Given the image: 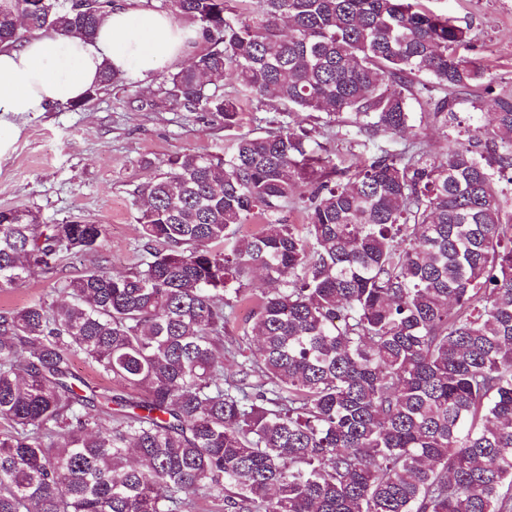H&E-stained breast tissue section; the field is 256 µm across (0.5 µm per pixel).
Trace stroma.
Here are the masks:
<instances>
[{"mask_svg":"<svg viewBox=\"0 0 512 512\" xmlns=\"http://www.w3.org/2000/svg\"><path fill=\"white\" fill-rule=\"evenodd\" d=\"M469 33V53L494 89L512 87V0H425ZM159 72H132L123 86L100 91L83 109L60 104L14 115L16 137L0 155V209H32L44 224L82 220L108 228L100 252L63 257L55 270L34 269L26 282L0 293V309H20L52 296L60 280L97 264L126 274L144 257L138 246L134 189L165 172L183 151L220 153L230 134L210 117L176 108L151 110Z\"/></svg>","mask_w":512,"mask_h":512,"instance_id":"obj_1","label":"stroma"}]
</instances>
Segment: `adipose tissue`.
I'll use <instances>...</instances> for the list:
<instances>
[{
    "mask_svg": "<svg viewBox=\"0 0 512 512\" xmlns=\"http://www.w3.org/2000/svg\"><path fill=\"white\" fill-rule=\"evenodd\" d=\"M192 36L175 15L133 9L116 0L94 41L77 36L35 35L0 50V153L11 144L8 114L44 112L83 98L104 66L122 70L167 68L184 54Z\"/></svg>",
    "mask_w": 512,
    "mask_h": 512,
    "instance_id": "adipose-tissue-1",
    "label": "adipose tissue"
}]
</instances>
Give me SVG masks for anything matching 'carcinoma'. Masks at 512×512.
I'll use <instances>...</instances> for the list:
<instances>
[{"instance_id": "obj_1", "label": "carcinoma", "mask_w": 512, "mask_h": 512, "mask_svg": "<svg viewBox=\"0 0 512 512\" xmlns=\"http://www.w3.org/2000/svg\"><path fill=\"white\" fill-rule=\"evenodd\" d=\"M422 2L158 0L197 39L151 107L233 131L229 77L365 145L411 139L339 172L315 126L284 118L139 185V268L0 312V512H197L201 495L224 512H512V90ZM112 4L0 0V45L91 40ZM128 81L107 68L71 107ZM482 91L467 142L432 155L414 122L446 129ZM296 196L305 224L279 217ZM106 238L0 210V292ZM256 272L268 288L226 338ZM78 357L122 394L77 377Z\"/></svg>"}]
</instances>
